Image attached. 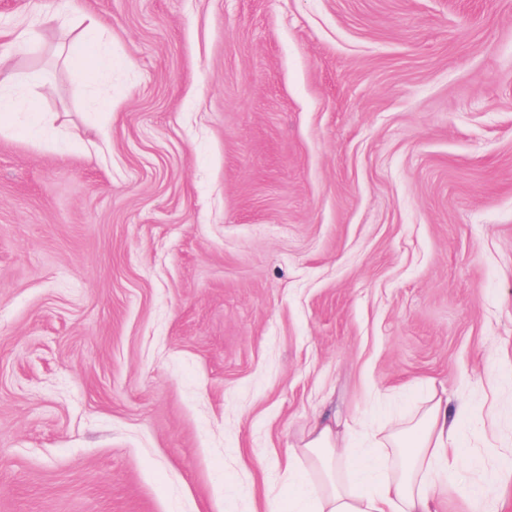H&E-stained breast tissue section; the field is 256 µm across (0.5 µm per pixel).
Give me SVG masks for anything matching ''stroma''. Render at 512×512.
Returning <instances> with one entry per match:
<instances>
[{
  "label": "stroma",
  "mask_w": 512,
  "mask_h": 512,
  "mask_svg": "<svg viewBox=\"0 0 512 512\" xmlns=\"http://www.w3.org/2000/svg\"><path fill=\"white\" fill-rule=\"evenodd\" d=\"M71 2L0 0V512H262L429 389L512 469V0H79L93 95ZM60 19L63 26L75 23L83 26L79 46L87 50L88 56H72L71 62L79 80L87 89L94 91L112 75V53L104 40L108 26L100 19L85 15L76 1L70 13ZM11 77L0 80V133L18 139H28L31 134L51 127L48 116L42 112L39 100L16 92ZM25 117L21 120L20 117Z\"/></svg>",
  "instance_id": "1"
}]
</instances>
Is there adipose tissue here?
<instances>
[{
    "instance_id": "ef3b65f1",
    "label": "adipose tissue",
    "mask_w": 512,
    "mask_h": 512,
    "mask_svg": "<svg viewBox=\"0 0 512 512\" xmlns=\"http://www.w3.org/2000/svg\"><path fill=\"white\" fill-rule=\"evenodd\" d=\"M62 25H82L86 56H72L79 80L93 90L112 74L105 22L72 6ZM51 123L37 98L16 92L0 78V133L18 139L48 130ZM331 424L310 431L301 454L288 461L287 495L267 500L266 512H436V489L455 477L465 461L458 448L456 419L446 401L429 394L400 430L382 438L366 435L360 448H346L349 473L340 478Z\"/></svg>"
}]
</instances>
